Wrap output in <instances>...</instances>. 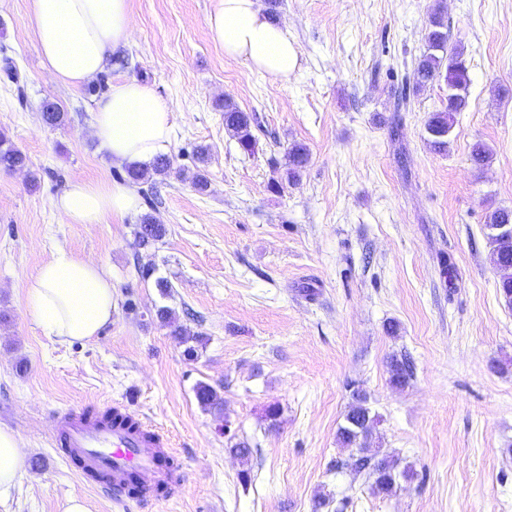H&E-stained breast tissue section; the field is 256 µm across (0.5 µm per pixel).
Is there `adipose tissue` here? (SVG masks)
<instances>
[{
	"label": "adipose tissue",
	"mask_w": 512,
	"mask_h": 512,
	"mask_svg": "<svg viewBox=\"0 0 512 512\" xmlns=\"http://www.w3.org/2000/svg\"><path fill=\"white\" fill-rule=\"evenodd\" d=\"M41 59L61 84L77 88L105 72L109 55L130 42L129 0H31ZM207 25L225 57L244 61L273 81L297 70L299 54L283 27L271 22L259 0H214ZM91 129L113 163L146 166L168 154L173 126L166 106L134 79L113 82L96 103ZM140 199L130 186L75 181L55 199L68 224H100L125 217ZM32 321L45 336L66 344L88 341L112 322L118 290L103 266L60 249L26 283ZM26 455L20 435L0 427V506L20 490Z\"/></svg>",
	"instance_id": "1"
}]
</instances>
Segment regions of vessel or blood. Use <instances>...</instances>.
<instances>
[{
    "label": "vessel or blood",
    "instance_id": "vessel-or-blood-1",
    "mask_svg": "<svg viewBox=\"0 0 512 512\" xmlns=\"http://www.w3.org/2000/svg\"><path fill=\"white\" fill-rule=\"evenodd\" d=\"M112 411L119 422L104 421L83 409L55 411L49 439L58 456L85 478L106 475V489L118 498L125 496V482L132 473L146 493L162 486L176 489L165 466L166 457L174 453L169 437L126 405H114Z\"/></svg>",
    "mask_w": 512,
    "mask_h": 512
}]
</instances>
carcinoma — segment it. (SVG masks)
I'll use <instances>...</instances> for the list:
<instances>
[{
    "mask_svg": "<svg viewBox=\"0 0 512 512\" xmlns=\"http://www.w3.org/2000/svg\"><path fill=\"white\" fill-rule=\"evenodd\" d=\"M426 52L421 56L409 79L412 89L419 91L436 80L444 79L448 84V102L444 109L432 113L426 124V132L434 150L443 152L448 148L450 135L456 113L466 105L465 91L470 84L467 67L463 63L462 51L448 46V31L445 30L440 13L435 12L429 20L428 32L425 36ZM43 119L51 127L60 126L65 122V113L56 104L46 102L43 105ZM257 121L256 114L240 110L230 101L224 102V129L235 139L239 148L247 153H253L257 141L252 134V124ZM491 158L489 148L482 142L473 144L470 159L477 167L485 166ZM309 163V151L302 144H295L288 152L286 181L294 184L299 180L300 172ZM19 166H28L27 156L16 148L10 139L0 133V168L13 170ZM172 161L169 156H159L152 167L129 168L127 177L135 183H150L157 176L170 173ZM501 224L512 225V210L497 208L486 216V226L494 229ZM166 234L164 225L155 221L149 213L141 216L137 225L136 235L140 246L148 248L161 241ZM493 240L491 260L499 269L512 268V239H501L491 235ZM156 318L163 324L173 328L176 336L184 335V330L176 325L173 310L167 306H159L155 310ZM390 381L399 388L407 386L413 378V365L409 358L393 357L390 364ZM196 397L205 409H215L222 405V399L212 386L199 383L196 386ZM353 403L345 416L344 425L340 426L336 438L343 448L352 449L346 460L336 462V468H348L355 473H371L375 476L371 487L375 495H388L394 489L396 480L400 477L412 479L415 472L411 467H400V459L381 452L376 445L375 430L379 416L372 413L368 406V397L362 388L352 391Z\"/></svg>",
    "mask_w": 512,
    "mask_h": 512,
    "instance_id": "1",
    "label": "carcinoma"
}]
</instances>
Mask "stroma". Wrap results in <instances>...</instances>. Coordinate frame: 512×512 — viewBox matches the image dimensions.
Segmentation results:
<instances>
[{
  "mask_svg": "<svg viewBox=\"0 0 512 512\" xmlns=\"http://www.w3.org/2000/svg\"><path fill=\"white\" fill-rule=\"evenodd\" d=\"M260 4L276 5L299 53L284 82L225 57L206 25L211 0H130L125 63L105 79L138 80L166 104L173 169L137 185L139 211L67 224L53 201L70 182L128 177L91 135L95 93L44 68L30 0H0V62L23 78L0 69V132L30 159L29 172L0 169V425L27 457L15 512H62L72 495L91 512H512V306L485 229L490 210L512 209V0ZM436 9L470 76L443 153L426 122L447 84L397 97ZM227 100L259 118L254 155L224 129ZM47 101L64 125L44 123ZM476 142L492 152L481 168L469 158ZM296 143L310 160L296 185L272 192ZM201 145L211 149L202 193L191 185ZM148 212L167 233L146 251L136 226ZM61 247L105 266L119 289L111 324L89 342L58 343L28 314L26 282ZM140 260L172 296L139 279ZM161 304L196 338L194 354L152 315ZM401 354L415 374L398 389L389 361ZM201 382L221 409L200 406ZM356 384L380 417L383 451L417 474L385 497L367 475L332 468L349 455L336 432ZM107 403L170 435L178 494L119 503L55 457L52 412Z\"/></svg>",
  "mask_w": 512,
  "mask_h": 512,
  "instance_id": "35a3bbf8",
  "label": "stroma"
}]
</instances>
